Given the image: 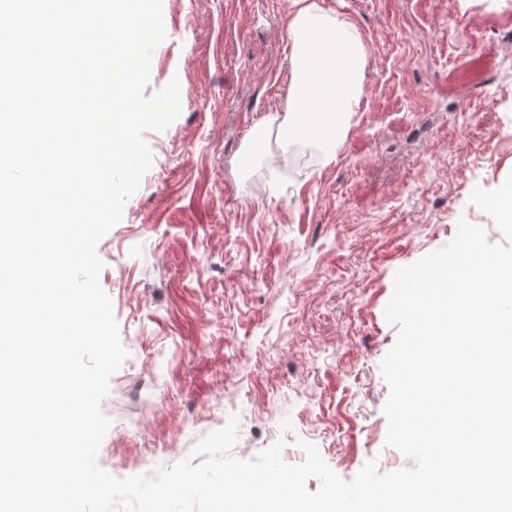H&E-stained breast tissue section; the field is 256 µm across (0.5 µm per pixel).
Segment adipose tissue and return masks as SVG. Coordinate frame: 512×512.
<instances>
[{"mask_svg": "<svg viewBox=\"0 0 512 512\" xmlns=\"http://www.w3.org/2000/svg\"><path fill=\"white\" fill-rule=\"evenodd\" d=\"M288 22L292 83L278 126L260 124L244 153L255 156L277 138L288 161L291 146L308 142L332 152L362 95L366 53L357 26L334 16L321 0H293Z\"/></svg>", "mask_w": 512, "mask_h": 512, "instance_id": "adipose-tissue-1", "label": "adipose tissue"}]
</instances>
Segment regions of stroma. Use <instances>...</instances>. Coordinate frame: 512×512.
Returning a JSON list of instances; mask_svg holds the SVG:
<instances>
[{
    "label": "stroma",
    "instance_id": "stroma-1",
    "mask_svg": "<svg viewBox=\"0 0 512 512\" xmlns=\"http://www.w3.org/2000/svg\"><path fill=\"white\" fill-rule=\"evenodd\" d=\"M363 38V94L334 159L292 174L243 162L290 86L293 0H162L147 94L181 112L149 132L150 168L97 245L128 357L97 456L115 477L188 458L239 417L235 457L303 443L341 478L387 447L381 363L394 276L456 235L503 242L470 202L512 174V0H323Z\"/></svg>",
    "mask_w": 512,
    "mask_h": 512
}]
</instances>
